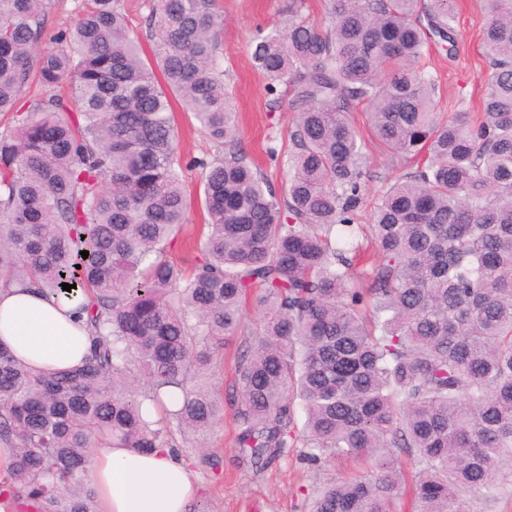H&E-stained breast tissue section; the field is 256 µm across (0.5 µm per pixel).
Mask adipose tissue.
<instances>
[{
    "label": "adipose tissue",
    "mask_w": 512,
    "mask_h": 512,
    "mask_svg": "<svg viewBox=\"0 0 512 512\" xmlns=\"http://www.w3.org/2000/svg\"><path fill=\"white\" fill-rule=\"evenodd\" d=\"M83 300L79 292L60 299L35 288L0 289V345L36 371L81 365L91 345ZM88 478L97 512H189L200 498L189 462L165 446L93 449Z\"/></svg>",
    "instance_id": "ef3b65f1"
}]
</instances>
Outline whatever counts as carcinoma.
I'll list each match as a JSON object with an SVG mask.
<instances>
[{"label":"carcinoma","mask_w":512,"mask_h":512,"mask_svg":"<svg viewBox=\"0 0 512 512\" xmlns=\"http://www.w3.org/2000/svg\"><path fill=\"white\" fill-rule=\"evenodd\" d=\"M325 2L324 27L253 40L294 112L278 193L239 145L214 0H157L150 65L120 0H81L40 52L51 0H0V284L76 285L91 333L70 370L0 347V443L16 449L0 487L17 512H96L80 475L98 445L207 434L220 392L193 381L238 335L256 337L238 366L241 452L265 465L299 446L362 469L311 512H470L468 495L492 509L512 485V0H484L481 111L444 121L423 60L435 37L456 48L451 0ZM34 72L46 94L24 101ZM173 98L224 152L184 162ZM369 138L399 174L361 224ZM190 168L208 222L185 266L163 255L190 233ZM165 396L175 408L152 418Z\"/></svg>","instance_id":"carcinoma-1"}]
</instances>
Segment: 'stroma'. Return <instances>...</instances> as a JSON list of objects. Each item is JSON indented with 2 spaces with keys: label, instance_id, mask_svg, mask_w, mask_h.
Listing matches in <instances>:
<instances>
[{
  "label": "stroma",
  "instance_id": "1",
  "mask_svg": "<svg viewBox=\"0 0 512 512\" xmlns=\"http://www.w3.org/2000/svg\"><path fill=\"white\" fill-rule=\"evenodd\" d=\"M289 0H216L224 15L218 37V56L224 81L239 113L242 147L271 179L274 187L285 182L284 168L272 159L268 147L287 150L294 113L285 87L269 90L267 82L252 61V40L257 28L286 27ZM457 51L449 53L445 42L432 41L426 54L428 68L439 77L438 110L448 118L459 106L468 111L480 109L485 92L486 67L478 54L481 31L487 21L483 0H454ZM180 148L186 158L211 159L215 145L198 129L194 119L182 109L174 111ZM245 336L235 337L224 350V360L208 373L209 385L223 396L224 416L208 437L210 448L221 456L223 473L213 476L203 466L194 469L200 481L201 500L210 512H308L309 499L319 486L338 478L355 475L353 461L329 458L312 464L303 460L299 449L287 457L260 467L235 445L238 432L236 366L248 345Z\"/></svg>",
  "mask_w": 512,
  "mask_h": 512
}]
</instances>
